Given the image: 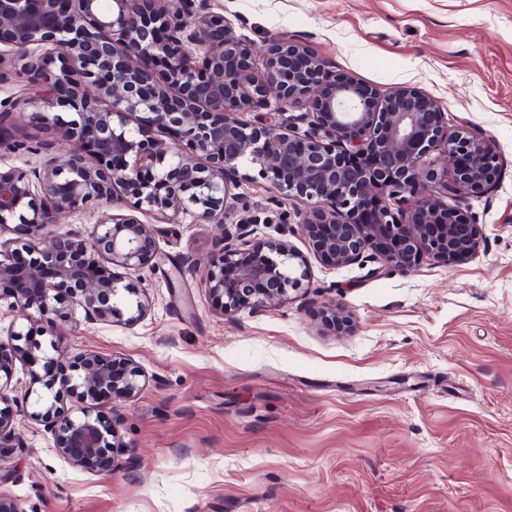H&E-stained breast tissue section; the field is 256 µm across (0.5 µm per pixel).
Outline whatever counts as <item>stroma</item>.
Wrapping results in <instances>:
<instances>
[{
	"instance_id": "35a3bbf8",
	"label": "stroma",
	"mask_w": 512,
	"mask_h": 512,
	"mask_svg": "<svg viewBox=\"0 0 512 512\" xmlns=\"http://www.w3.org/2000/svg\"><path fill=\"white\" fill-rule=\"evenodd\" d=\"M215 2L256 68L284 33L381 93L419 88L449 130L489 141L496 182L469 202L477 253L378 276L369 262L323 265L300 203L254 173L220 224L117 206L156 231L158 269L125 276L150 300L144 317L91 322L68 305L52 338L0 299V343L12 324L43 334V378L75 374L88 352L139 367L138 396L111 403L116 467H74L45 422L23 420L0 446V498L25 512H512V0ZM28 88L17 70L0 77V102L16 104L5 125L41 147L0 149L1 172L69 150L57 128L30 123L43 105ZM238 224L288 240L309 276L279 306L227 318L200 279ZM330 304L349 331H325Z\"/></svg>"
}]
</instances>
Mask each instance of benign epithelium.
<instances>
[{
	"label": "benign epithelium",
	"mask_w": 512,
	"mask_h": 512,
	"mask_svg": "<svg viewBox=\"0 0 512 512\" xmlns=\"http://www.w3.org/2000/svg\"><path fill=\"white\" fill-rule=\"evenodd\" d=\"M6 63L19 65L30 99L47 107L32 113L33 122L64 127L72 142L63 168L33 180L0 172V233L11 224L26 232L0 240V290L13 298L12 308L45 318L57 336L51 314L64 285L90 321L140 319L148 299L112 267L140 273L154 267L158 251L154 228L124 214L40 250L33 239L48 225L91 202L113 206L121 198L168 221L189 212L197 223H222L245 166L305 205L302 228L326 265L357 262L369 249L379 274L424 256L463 263L479 247L468 199L494 183L489 144L462 128L448 130L437 101L418 89L381 96L333 75L323 58L283 34L272 39L264 70H255L251 48L211 0H0V66ZM273 101L305 105L309 130L263 119L258 110ZM245 112L255 119H242ZM144 123L163 137L145 139ZM434 150L448 154L451 173L422 169ZM406 191L420 194L408 213ZM443 195L456 204H444ZM307 277L288 241H253L239 226L224 234L201 287L219 314L232 317L279 305ZM325 321L336 331L351 318L333 307ZM11 334L24 345L0 349V441L15 436L9 407L41 420L60 412L64 392L80 388L90 404L51 425L56 448L82 469L111 471L115 435L105 398L135 397L140 369L87 353L77 378L19 398L16 362L34 368L41 344L27 331Z\"/></svg>",
	"instance_id": "1"
}]
</instances>
